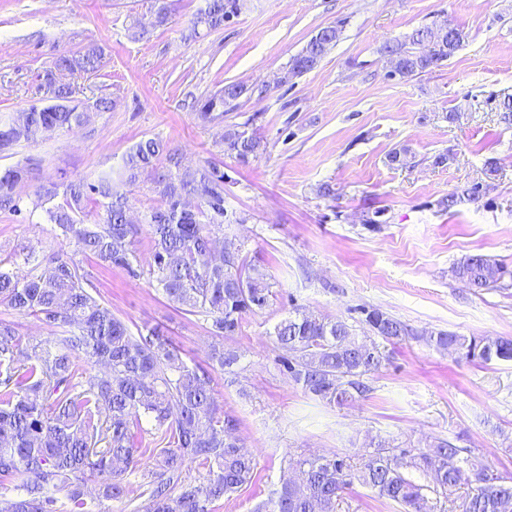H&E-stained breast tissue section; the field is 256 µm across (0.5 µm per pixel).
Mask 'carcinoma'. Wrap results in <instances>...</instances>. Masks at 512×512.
Wrapping results in <instances>:
<instances>
[{"label":"carcinoma","mask_w":512,"mask_h":512,"mask_svg":"<svg viewBox=\"0 0 512 512\" xmlns=\"http://www.w3.org/2000/svg\"><path fill=\"white\" fill-rule=\"evenodd\" d=\"M238 11V0H206L193 28L218 30ZM169 18L166 0H155L149 15L133 20V38H150ZM340 34L336 26L320 29L291 58L284 79L314 69ZM465 38L448 22L388 40L381 47L390 64L387 77L407 80L427 73L452 57ZM101 60L96 45L57 56L43 76L45 101L0 124V150L79 125L89 112L113 111L114 98L76 100L71 86L56 80V73L64 71L95 75ZM246 92L243 85H225L198 102V118L223 117L224 107ZM264 151L266 144L254 132L234 128L224 133V153L243 166ZM36 168L28 158L0 170V210L20 211L22 189ZM123 177L130 186L149 184L156 198L143 218L153 249L149 274L170 302L188 314L211 318L209 333L216 342L210 359L233 373L238 355L224 348V340L239 333L246 313L268 305L272 291L257 268L239 255L226 260L216 249L211 227L224 223V172L208 161L184 168L177 150L148 138L127 154ZM36 197L47 223L75 241L81 253L102 266L141 275L133 267L140 227L129 220L128 197L114 189L112 175L94 183L50 182L39 187ZM92 209L97 219L89 222ZM46 262L21 280L9 268L11 260L0 259V306L60 330L43 343L21 335L16 322L0 320V486L9 483L20 491L0 493V512H70V506L91 512L83 499L89 483L97 484L99 501H121L125 474L138 468L148 451L154 463L142 474L144 500L134 512H212L213 503L251 484L257 463L231 436L238 419L218 411L207 371L184 361L162 327L133 334L94 296L96 287L79 262L59 253ZM454 273L476 292L512 286L505 282L503 264L482 254L465 257ZM361 314L360 323L369 331L364 336L345 319L297 307L275 325V344L288 353L281 363L305 393L338 406L364 399L371 392L365 376L385 360L371 337H418L405 322L377 308H363ZM429 341L467 360L512 361V336L491 337L486 345L480 337L440 331ZM83 363L103 370L90 373ZM143 415L162 431L164 446L147 451L136 446L132 428ZM189 463L204 470L205 483L186 474ZM289 469L256 512H336V502L356 483L397 504L400 512H434V497L461 484L467 493L455 512H504L512 503V480L469 459L466 449L447 439L414 452L381 444L364 450L355 465L346 455H300L289 460ZM416 472L427 481H418Z\"/></svg>","instance_id":"carcinoma-1"}]
</instances>
